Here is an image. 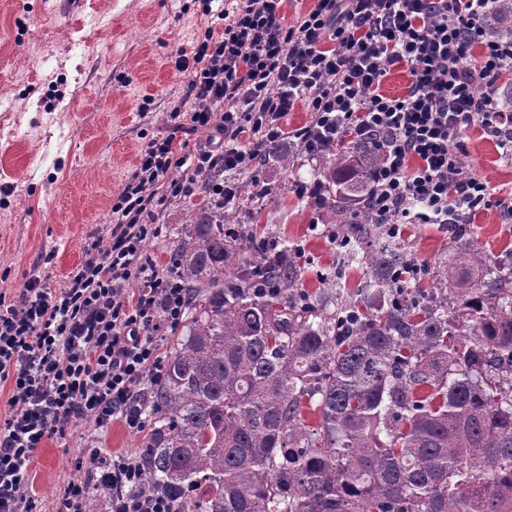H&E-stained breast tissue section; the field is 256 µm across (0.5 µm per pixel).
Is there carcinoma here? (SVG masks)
Returning <instances> with one entry per match:
<instances>
[{"instance_id":"cac0c4a2","label":"carcinoma","mask_w":512,"mask_h":512,"mask_svg":"<svg viewBox=\"0 0 512 512\" xmlns=\"http://www.w3.org/2000/svg\"><path fill=\"white\" fill-rule=\"evenodd\" d=\"M487 22L512 34V0ZM321 157L313 183L336 191L313 203L377 240L351 251L367 279L306 293L288 246L248 265V236L197 209L174 240L186 330L143 392L147 488L175 512H512V269L461 235L432 287L405 288L370 204L379 145ZM262 162L291 158L271 143ZM108 496L89 484L88 512Z\"/></svg>"}]
</instances>
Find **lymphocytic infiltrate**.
<instances>
[{"label":"lymphocytic infiltrate","instance_id":"f902f5d3","mask_svg":"<svg viewBox=\"0 0 512 512\" xmlns=\"http://www.w3.org/2000/svg\"><path fill=\"white\" fill-rule=\"evenodd\" d=\"M215 2L205 13L223 21V37L205 31L175 61L190 75L185 118L208 132L210 148L151 139L112 205L108 238L88 244L67 284L50 287L35 268L17 299L0 293V386L10 391L0 512H37L28 491L35 453L74 422L145 428L141 386L165 371L158 333L183 324L188 296L177 259L158 263L144 244L161 235L169 201L202 195L214 209L236 206L234 185L215 172L253 168L266 144L293 136L312 155L377 137L383 161L371 206L391 234L404 224H465L508 203L460 166L475 126L512 156V113L497 100L512 73V37L486 26L495 0H315L290 26L282 0ZM397 68L408 86L385 93ZM300 104L312 119L293 134L283 120ZM99 455L94 447L76 462L62 489L67 512H86L92 478L112 491L107 512H173L165 496L139 493L144 473L131 455L108 465Z\"/></svg>","mask_w":512,"mask_h":512}]
</instances>
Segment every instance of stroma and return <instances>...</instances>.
<instances>
[{
	"instance_id": "stroma-1",
	"label": "stroma",
	"mask_w": 512,
	"mask_h": 512,
	"mask_svg": "<svg viewBox=\"0 0 512 512\" xmlns=\"http://www.w3.org/2000/svg\"><path fill=\"white\" fill-rule=\"evenodd\" d=\"M203 0H0V293L17 296L37 259L54 252L42 276L59 287L83 261L87 244L107 237L110 210L149 139L167 133L170 111L188 77L175 67L181 51L209 26ZM464 172L494 188H512V159L479 129L466 132ZM294 166L259 165L238 175L242 188H265L241 204L234 228L258 246L276 240L297 247L301 284L312 293L356 289L366 267L332 237V225L309 197L299 196L318 157L299 139L282 145ZM192 203L174 201L160 221L161 236L144 250L166 262ZM476 241L498 264L512 265V215L490 208L469 224H404L396 237L411 258L435 264L456 234ZM107 452L133 453L143 433L114 422L103 431L79 422L36 454L32 492L41 512H66L61 490L74 463L86 456L91 433Z\"/></svg>"
}]
</instances>
